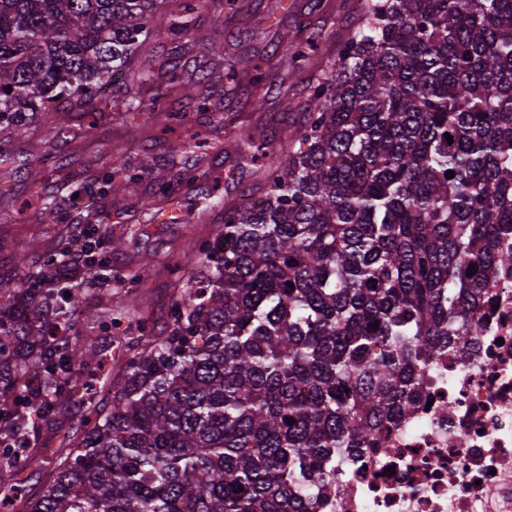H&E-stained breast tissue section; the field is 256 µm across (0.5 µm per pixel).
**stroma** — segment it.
<instances>
[{
  "mask_svg": "<svg viewBox=\"0 0 512 512\" xmlns=\"http://www.w3.org/2000/svg\"><path fill=\"white\" fill-rule=\"evenodd\" d=\"M355 0H330V6L322 12L311 10L310 0H253L250 16L242 22H225L223 14L213 9L201 17L198 33L204 39L217 45L229 47L240 56L261 60L283 52L289 32L314 33L317 39V58L331 56L337 42L353 30L362 14L354 8ZM154 58L177 62L185 75L200 76L210 71L221 76L223 68L212 65L211 57L203 55L198 43H191L189 49L181 50L167 39L155 40L152 44ZM123 76L114 81L100 95L91 112L84 118H74L66 110L65 103L54 106L57 121L63 122L70 130L65 138L48 134L46 126L32 121L29 134L20 137L11 148V159L0 164V269L16 267V255L25 251L33 264L42 263L45 253L54 248L50 239L43 237L45 227L42 212L35 208L33 200L37 194L50 195L57 206L68 215L72 224H83L91 211H102L103 199L92 197L85 205H78L72 197L76 186H85L97 178L101 171L98 161L101 155L116 151L138 158L149 159L150 167L145 170L138 184V194L148 199L157 175L174 177L172 165L180 140L170 135L157 137L152 132L133 134V126L139 125L142 115L126 111L121 93ZM303 78L279 70L273 81V89L266 96L263 106H256L247 85H240L236 96L230 99H216L218 110L234 112L241 123L258 128L264 135L277 139L286 138L282 99H301L304 96ZM170 107L186 113L195 129L203 135H214L216 147L209 150V162L214 173L220 174L219 185L200 181L193 188L182 190V201L201 202L206 195L216 194L226 201L239 199L254 190L259 176L253 170H238L232 167L223 153L230 141V135L221 131L212 132L209 116L197 111L196 104L188 97H174ZM52 154L62 167L59 171L46 174L44 183L32 182L29 170L38 166L45 154ZM223 211L216 208L205 214L180 212L174 222L151 219L142 208H129L122 216L105 219L108 236L123 239L124 246L112 255V266L116 269H137L150 274L152 286L145 302L152 314L156 328H164L167 319L165 298L170 297L172 288L157 274L159 260L171 246L181 245L186 235L208 236L210 225L220 223Z\"/></svg>",
  "mask_w": 512,
  "mask_h": 512,
  "instance_id": "stroma-1",
  "label": "stroma"
}]
</instances>
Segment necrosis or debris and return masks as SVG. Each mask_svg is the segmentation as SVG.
<instances>
[{"label": "necrosis or debris", "instance_id": "obj_1", "mask_svg": "<svg viewBox=\"0 0 512 512\" xmlns=\"http://www.w3.org/2000/svg\"><path fill=\"white\" fill-rule=\"evenodd\" d=\"M486 276L479 334L424 371L384 447L362 449L313 512H512V268Z\"/></svg>", "mask_w": 512, "mask_h": 512}]
</instances>
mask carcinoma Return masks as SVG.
Instances as JSON below:
<instances>
[{
  "instance_id": "cac0c4a2",
  "label": "carcinoma",
  "mask_w": 512,
  "mask_h": 512,
  "mask_svg": "<svg viewBox=\"0 0 512 512\" xmlns=\"http://www.w3.org/2000/svg\"><path fill=\"white\" fill-rule=\"evenodd\" d=\"M211 2L240 22L253 0H0V154L32 115L61 101L84 111L116 72L161 85L147 108L126 92V111L149 112L198 152L205 140L166 102L187 88L179 67L133 63L155 37L193 36ZM365 2L322 66L315 37L286 46L280 61L307 75L287 140L221 114L236 162L260 172L258 204H224L211 235L189 244L194 266L167 257L165 329L136 319L117 372L82 399L77 449L51 452L37 494H19L46 445L30 416L73 400L96 350L75 317L84 293L53 276L76 244L36 269L21 257L19 278L0 274V504L11 512H311L336 465L404 415L425 368L478 333L487 268L512 267V0ZM202 48L224 54V81L197 78V111L241 76L261 103L273 65ZM149 167L114 155L89 192L134 197L157 217L136 193ZM208 175L186 163L156 194L170 201ZM147 280L112 271L128 311Z\"/></svg>"
}]
</instances>
